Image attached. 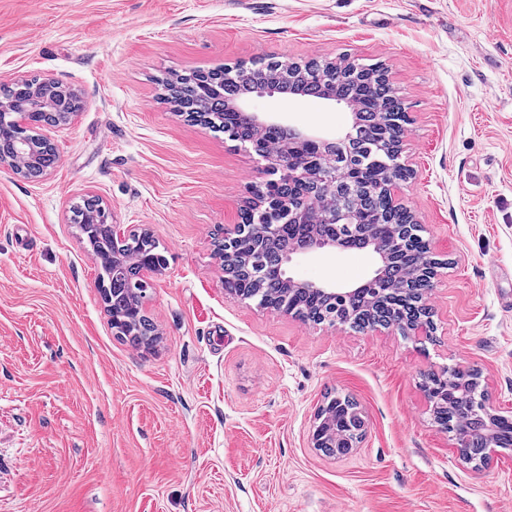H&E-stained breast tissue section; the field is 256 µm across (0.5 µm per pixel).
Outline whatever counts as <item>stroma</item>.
<instances>
[{"label": "stroma", "mask_w": 512, "mask_h": 512, "mask_svg": "<svg viewBox=\"0 0 512 512\" xmlns=\"http://www.w3.org/2000/svg\"><path fill=\"white\" fill-rule=\"evenodd\" d=\"M268 55L385 68L408 116L395 193L448 263L432 338L226 293L216 244L262 163L160 80ZM32 77L80 109L42 127L47 175L0 168V512H512V450L463 462L422 390L470 366L512 411V0H0V84ZM252 107L329 139L352 122L321 100ZM88 195L167 259L143 303L154 347L112 334L71 221ZM377 262L323 252L290 272L349 286ZM329 392L367 421L345 457L309 441Z\"/></svg>", "instance_id": "stroma-1"}]
</instances>
